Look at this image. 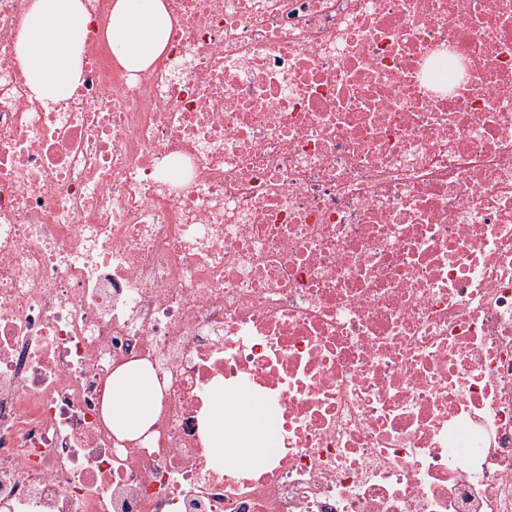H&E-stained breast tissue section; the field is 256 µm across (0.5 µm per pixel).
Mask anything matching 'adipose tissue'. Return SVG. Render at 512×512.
<instances>
[{
    "mask_svg": "<svg viewBox=\"0 0 512 512\" xmlns=\"http://www.w3.org/2000/svg\"><path fill=\"white\" fill-rule=\"evenodd\" d=\"M86 23L81 0H31L14 52L37 99L57 102L70 95L81 73ZM171 25L164 0H115L105 38L126 69L143 71L165 53ZM159 399L148 366L133 362L113 372L103 416L118 439L134 440L150 430ZM274 433L273 419L258 402L233 405L216 394L210 425L215 460L229 468L262 462Z\"/></svg>",
    "mask_w": 512,
    "mask_h": 512,
    "instance_id": "ef3b65f1",
    "label": "adipose tissue"
}]
</instances>
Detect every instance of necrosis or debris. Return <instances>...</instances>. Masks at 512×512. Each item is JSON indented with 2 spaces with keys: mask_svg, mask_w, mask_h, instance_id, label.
<instances>
[{
  "mask_svg": "<svg viewBox=\"0 0 512 512\" xmlns=\"http://www.w3.org/2000/svg\"><path fill=\"white\" fill-rule=\"evenodd\" d=\"M0 0V512H512V0H165L31 95ZM160 407L121 442L112 372ZM275 414L210 459L215 391ZM171 25L164 0H115L106 43L126 69L143 71L165 53ZM159 386L148 366L129 363L112 373L103 416L119 440L144 436L155 421Z\"/></svg>",
  "mask_w": 512,
  "mask_h": 512,
  "instance_id": "obj_1",
  "label": "necrosis or debris"
}]
</instances>
